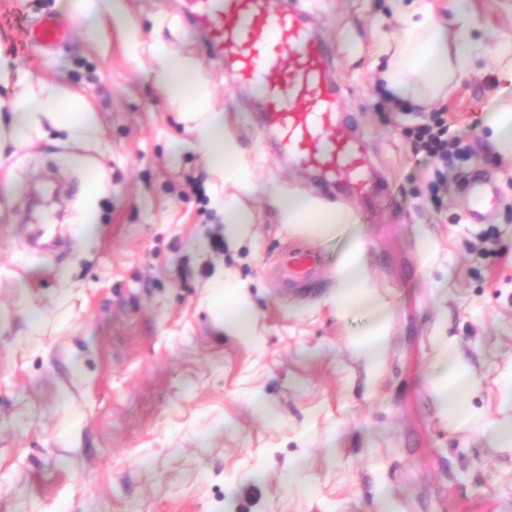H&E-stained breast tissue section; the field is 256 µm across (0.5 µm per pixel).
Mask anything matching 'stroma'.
<instances>
[{"label":"stroma","mask_w":512,"mask_h":512,"mask_svg":"<svg viewBox=\"0 0 512 512\" xmlns=\"http://www.w3.org/2000/svg\"><path fill=\"white\" fill-rule=\"evenodd\" d=\"M178 3L122 0L123 23L90 38L83 0H0V126L48 87L94 116L73 132L42 108L22 143L0 140V512H512V441L493 434L512 424V159L486 124L512 78L488 58L430 108L393 101L378 33L413 0H304L380 186L369 206L277 158L260 97ZM471 5L478 38L512 39V0ZM48 14L72 35L39 54L27 32ZM163 49L194 63L251 173L248 238L226 237L236 189L151 79ZM429 110L474 149L436 188L412 150ZM477 173L494 195L479 219L465 196ZM270 184L361 224L362 275L388 307L379 369L348 346L374 311L346 318L334 302L344 235L281 223ZM297 242L324 251L311 297L274 286ZM225 275L254 305L256 340L209 308ZM447 343L472 380L466 431L434 385Z\"/></svg>","instance_id":"1"}]
</instances>
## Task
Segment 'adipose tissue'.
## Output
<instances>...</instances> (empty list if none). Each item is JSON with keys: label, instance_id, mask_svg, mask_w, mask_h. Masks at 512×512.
Here are the masks:
<instances>
[{"label": "adipose tissue", "instance_id": "obj_1", "mask_svg": "<svg viewBox=\"0 0 512 512\" xmlns=\"http://www.w3.org/2000/svg\"><path fill=\"white\" fill-rule=\"evenodd\" d=\"M478 18L470 9V0H452V18L438 17L428 0L404 11L399 26L386 44L388 56L383 78L392 94L417 104L439 98L448 85L473 70L485 56H492L499 68L512 74V41L487 47L476 38ZM152 79L176 105L190 104L205 117L196 127V140L211 166L228 175L244 192H254L246 169L239 163V149L224 128V115L207 111L208 95L195 78V67L188 59L166 52L152 72ZM282 223L307 224L322 237L348 228L341 274L336 288V308L348 315L370 305L372 299L358 263L362 252V228L344 209H331L313 200H299L267 188ZM214 301L224 311V330L230 335L249 339L254 335L255 310L240 288L217 279L212 286ZM440 399L449 400L448 415L460 428L469 427L474 415L463 400L471 385L468 369L456 359L452 349H445L436 372Z\"/></svg>", "mask_w": 512, "mask_h": 512}]
</instances>
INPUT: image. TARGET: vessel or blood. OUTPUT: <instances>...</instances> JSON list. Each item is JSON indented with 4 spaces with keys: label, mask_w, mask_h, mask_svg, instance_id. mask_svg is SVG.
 Wrapping results in <instances>:
<instances>
[{
    "label": "vessel or blood",
    "mask_w": 512,
    "mask_h": 512,
    "mask_svg": "<svg viewBox=\"0 0 512 512\" xmlns=\"http://www.w3.org/2000/svg\"><path fill=\"white\" fill-rule=\"evenodd\" d=\"M186 16L231 67L238 84L263 89V119L278 153L371 202L378 187L367 149L352 134L344 106L326 79L328 52L295 0H186ZM68 33L66 22L47 16L28 41L46 51ZM492 201L484 182L474 179L468 188L472 214ZM323 264L315 247L289 248L279 260L277 284L288 293L314 292Z\"/></svg>",
    "instance_id": "b4317fda"
}]
</instances>
